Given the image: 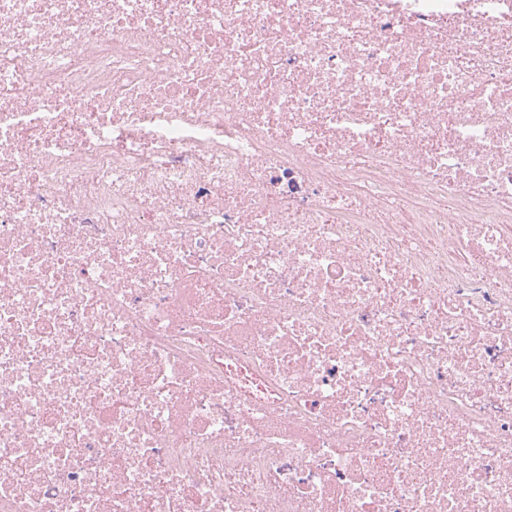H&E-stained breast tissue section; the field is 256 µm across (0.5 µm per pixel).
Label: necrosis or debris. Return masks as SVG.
<instances>
[{"instance_id": "4bbe7bcc", "label": "necrosis or debris", "mask_w": 512, "mask_h": 512, "mask_svg": "<svg viewBox=\"0 0 512 512\" xmlns=\"http://www.w3.org/2000/svg\"><path fill=\"white\" fill-rule=\"evenodd\" d=\"M0 512H512V0H0Z\"/></svg>"}]
</instances>
